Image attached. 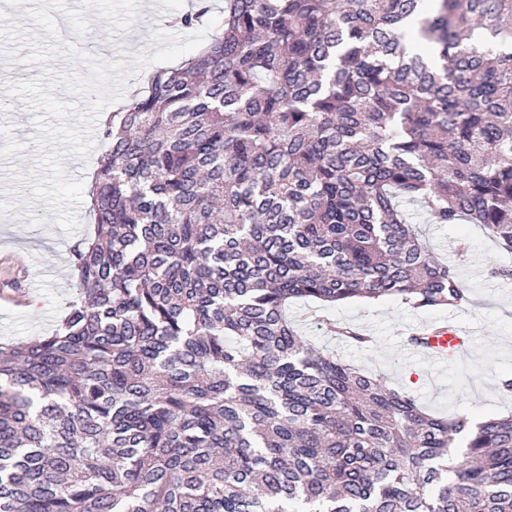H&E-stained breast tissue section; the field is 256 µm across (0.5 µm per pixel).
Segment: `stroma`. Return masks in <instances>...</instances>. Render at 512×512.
Returning <instances> with one entry per match:
<instances>
[{
    "mask_svg": "<svg viewBox=\"0 0 512 512\" xmlns=\"http://www.w3.org/2000/svg\"><path fill=\"white\" fill-rule=\"evenodd\" d=\"M193 2L139 0L138 15L129 32L139 37V52L151 55L158 50L153 36L156 29L182 34V27L171 19L189 10ZM108 26V21L94 20L86 34L95 57L129 60L131 52L125 46L129 34H111ZM36 133L34 114L19 98H7L5 105H0V138L6 143L0 151V190L9 185L7 167L14 165L29 172ZM26 210L18 207L0 219V235L16 240L12 266L27 271L35 282L23 305L0 300V342L30 341L53 332L75 295L70 249L77 241L93 238L96 231L86 201L77 211L80 227L71 234L47 222L45 202H35L30 209L43 218V225H30ZM408 212L434 258L456 268L469 291V303L451 311H416L394 299L375 303L354 300L327 309V316L339 324L374 337L371 345L330 335L323 323L310 319L314 308L310 302L289 305V319L314 346L332 351L360 369L386 376L412 393L428 411L445 415L465 410L474 421L486 415L512 414V393L499 388L501 378L512 377V250L491 242L474 225L434 224L414 206ZM437 321L453 322L474 335L469 355L440 372L424 358L411 355L408 342L409 329Z\"/></svg>",
    "mask_w": 512,
    "mask_h": 512,
    "instance_id": "1",
    "label": "stroma"
}]
</instances>
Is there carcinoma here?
<instances>
[{
	"instance_id": "cac0c4a2",
	"label": "carcinoma",
	"mask_w": 512,
	"mask_h": 512,
	"mask_svg": "<svg viewBox=\"0 0 512 512\" xmlns=\"http://www.w3.org/2000/svg\"><path fill=\"white\" fill-rule=\"evenodd\" d=\"M103 135L75 297L0 344V512H512V415L430 414L288 319L469 302L400 197L512 248V0H224Z\"/></svg>"
}]
</instances>
